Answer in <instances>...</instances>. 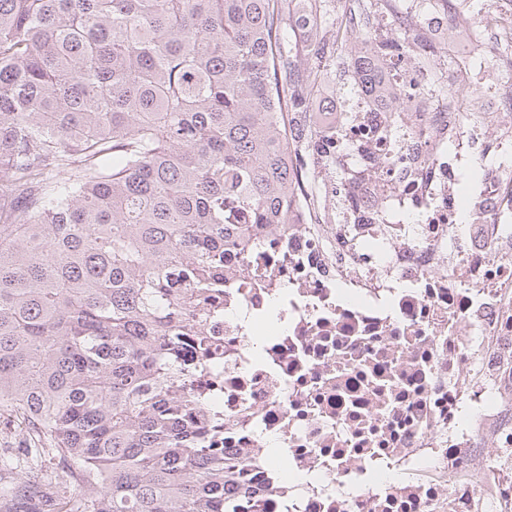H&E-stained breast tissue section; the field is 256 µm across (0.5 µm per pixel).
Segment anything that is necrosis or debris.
I'll list each match as a JSON object with an SVG mask.
<instances>
[{
  "mask_svg": "<svg viewBox=\"0 0 512 512\" xmlns=\"http://www.w3.org/2000/svg\"><path fill=\"white\" fill-rule=\"evenodd\" d=\"M453 84L479 56L433 29ZM399 195L355 187L368 254L337 243L302 194L288 229L228 246L204 305L209 349L186 343L211 401L212 445L241 467L255 512H512V182L462 223L436 160L402 159ZM427 177L422 188L411 178Z\"/></svg>",
  "mask_w": 512,
  "mask_h": 512,
  "instance_id": "1",
  "label": "necrosis or debris"
}]
</instances>
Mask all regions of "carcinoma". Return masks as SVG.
<instances>
[{
  "label": "carcinoma",
  "mask_w": 512,
  "mask_h": 512,
  "mask_svg": "<svg viewBox=\"0 0 512 512\" xmlns=\"http://www.w3.org/2000/svg\"><path fill=\"white\" fill-rule=\"evenodd\" d=\"M326 2L0 0V419L23 436L0 448V512H250L178 359L205 344L216 255L289 223L302 176L351 231V185L399 188L390 165L425 125L398 92L489 89L413 50L451 11L448 37L480 40L488 0H341L335 19ZM483 72L512 81V35ZM459 134L444 124L425 155Z\"/></svg>",
  "instance_id": "cac0c4a2"
}]
</instances>
